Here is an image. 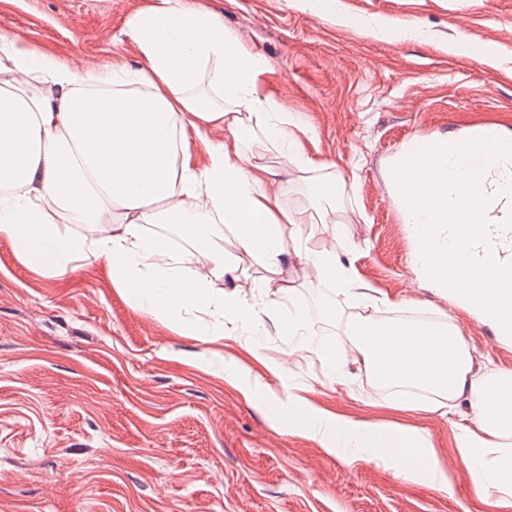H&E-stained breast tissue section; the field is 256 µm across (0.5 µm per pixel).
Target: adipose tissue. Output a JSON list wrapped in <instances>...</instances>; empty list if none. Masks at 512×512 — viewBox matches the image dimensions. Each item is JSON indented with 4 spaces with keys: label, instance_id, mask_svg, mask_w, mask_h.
Returning a JSON list of instances; mask_svg holds the SVG:
<instances>
[{
    "label": "adipose tissue",
    "instance_id": "adipose-tissue-1",
    "mask_svg": "<svg viewBox=\"0 0 512 512\" xmlns=\"http://www.w3.org/2000/svg\"><path fill=\"white\" fill-rule=\"evenodd\" d=\"M123 32L142 54L139 68L112 60L84 68L0 29V236L52 279L79 261L104 266L137 308L173 318L183 335L204 342L258 325L260 309L273 307L248 299L236 253L273 273L297 260L307 279L358 295L371 312L354 323L349 343L335 345L311 339L304 313L290 311L288 355L314 359L324 379L341 384L345 367L356 365L388 391L391 411L443 416L468 405L469 421L453 434L454 460L478 499L512 506V370L475 371L455 330L381 319L379 310L402 300L362 291L341 252L310 246L304 217L284 209L281 191L268 188L269 168L256 160L270 146L297 174L316 168L296 136L300 113L282 111L260 88L265 58L196 0H147ZM216 127L227 140L212 139ZM71 224L85 234L70 235ZM148 224L183 225L198 245L182 259L165 237L145 235ZM217 224L225 233L214 232ZM224 276L232 287L215 294L212 282ZM245 350L247 359L225 365L224 381L247 402L299 408L307 438L331 455L383 442L389 450L375 455L377 466L447 489L428 435L313 404L303 386L282 384L281 368L266 365L262 343ZM417 389L433 401L416 399Z\"/></svg>",
    "mask_w": 512,
    "mask_h": 512
}]
</instances>
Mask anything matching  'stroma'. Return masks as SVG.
I'll return each mask as SVG.
<instances>
[{"label":"stroma","instance_id":"stroma-1","mask_svg":"<svg viewBox=\"0 0 512 512\" xmlns=\"http://www.w3.org/2000/svg\"><path fill=\"white\" fill-rule=\"evenodd\" d=\"M226 30L263 55V88L304 113L301 140L319 166L342 177L337 232L312 227L310 244H353L363 286L407 302L406 313L453 325L477 365L512 369V335L476 308L440 295L412 270V241L391 166L416 134L460 137L483 125L512 133V0H198ZM146 0H0V28L76 62L115 59L139 67L124 20ZM365 15L390 36L364 31ZM421 26L419 37L407 36ZM467 39L471 51L449 45ZM263 164L284 186L282 203L314 213L316 199L275 153ZM285 303L306 315L314 337L347 343L363 311L356 298L304 278L291 263L275 275ZM251 332L204 343L142 312L88 265L61 279L32 269L0 237V512H503L481 503L459 467L447 491L406 483L348 449L328 455L306 438L299 411L258 407L224 382L223 360ZM298 359L293 380L313 401L355 416L394 418L430 433L448 455L463 412L383 410L385 391L365 375L350 389L315 381ZM286 417L291 433L272 427Z\"/></svg>","mask_w":512,"mask_h":512}]
</instances>
